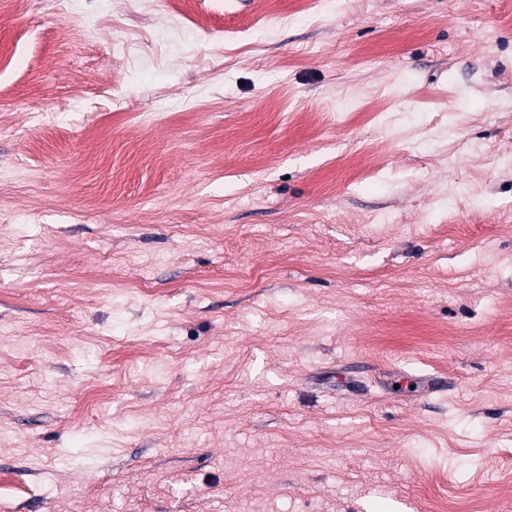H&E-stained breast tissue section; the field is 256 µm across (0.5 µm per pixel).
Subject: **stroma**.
I'll return each instance as SVG.
<instances>
[{
    "label": "stroma",
    "instance_id": "obj_1",
    "mask_svg": "<svg viewBox=\"0 0 512 512\" xmlns=\"http://www.w3.org/2000/svg\"><path fill=\"white\" fill-rule=\"evenodd\" d=\"M0 19V512H512V20Z\"/></svg>",
    "mask_w": 512,
    "mask_h": 512
}]
</instances>
